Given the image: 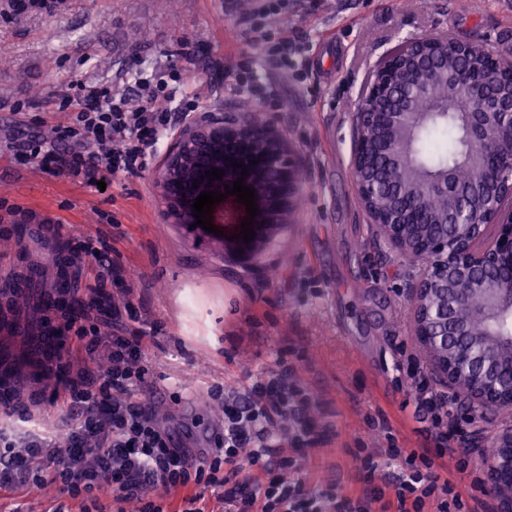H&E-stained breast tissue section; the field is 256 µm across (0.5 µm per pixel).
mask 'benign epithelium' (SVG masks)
Segmentation results:
<instances>
[{
	"label": "benign epithelium",
	"mask_w": 512,
	"mask_h": 512,
	"mask_svg": "<svg viewBox=\"0 0 512 512\" xmlns=\"http://www.w3.org/2000/svg\"><path fill=\"white\" fill-rule=\"evenodd\" d=\"M437 81L464 101L466 111L453 116L463 161L476 174L470 186L457 185L446 167L429 168L420 153L422 132L448 121L446 100L430 112L413 108ZM353 131V177L368 223L419 270L408 295L425 366L450 388L466 382L471 447L496 449L486 464V491L496 512H512V428L496 422L497 412L512 406V59L453 34L407 39L366 76ZM492 141L504 150L485 153ZM234 162L247 167L244 184L257 195L256 235L241 243L252 258L258 244L288 223L301 192L296 162L270 129L235 115L184 129L159 187L177 221L189 226L201 192L223 193L241 177ZM213 168L224 170L222 179L205 176ZM411 194L445 199L444 223L431 229L419 213L393 206ZM475 291L483 304L469 311L466 299ZM472 323L480 330H471Z\"/></svg>",
	"instance_id": "obj_1"
}]
</instances>
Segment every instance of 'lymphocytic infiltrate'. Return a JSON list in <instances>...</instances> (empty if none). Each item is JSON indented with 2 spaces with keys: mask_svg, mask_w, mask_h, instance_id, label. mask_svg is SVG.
Here are the masks:
<instances>
[{
  "mask_svg": "<svg viewBox=\"0 0 512 512\" xmlns=\"http://www.w3.org/2000/svg\"><path fill=\"white\" fill-rule=\"evenodd\" d=\"M277 2L261 0L241 34L270 65L284 69L290 44L272 36L267 23ZM178 75L169 65L133 81L121 75L108 84H69L60 96L68 122L56 126L52 138L17 139V159L90 181L102 171L138 174L180 118L167 108L169 83ZM55 334L73 337L55 370L74 425L65 440L51 434L45 416L35 411L43 390H32L26 403L17 393L0 398L1 493L48 479L73 499L95 494L121 505L184 490L193 504L197 498L189 490L203 483L221 488L224 512H489L480 496L481 476L466 491L456 481L470 466V452L448 442L453 400L429 384L417 362L408 364L409 400L430 415L433 445L350 449L357 471L372 486L356 495L308 486L296 454L316 443V400L287 371H267L243 392L211 388L224 413V432L212 455L200 459L174 447L143 398L149 385L141 337H113L103 369L96 356L103 340L97 325L69 319ZM393 463L399 467L393 480L375 485L376 472Z\"/></svg>",
  "mask_w": 512,
  "mask_h": 512,
  "instance_id": "1",
  "label": "lymphocytic infiltrate"
}]
</instances>
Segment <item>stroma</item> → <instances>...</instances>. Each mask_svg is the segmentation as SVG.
Listing matches in <instances>:
<instances>
[{
	"label": "stroma",
	"mask_w": 512,
	"mask_h": 512,
	"mask_svg": "<svg viewBox=\"0 0 512 512\" xmlns=\"http://www.w3.org/2000/svg\"><path fill=\"white\" fill-rule=\"evenodd\" d=\"M295 51L272 68L239 35V0H0V197L54 222L35 241L26 224L0 239V266L48 264L54 291L64 259L79 293H93L106 333L143 339L157 424L181 447L211 454L221 383L248 389L261 373L292 369L318 402L322 440L308 450L309 485L362 488L350 448L424 445L408 397L405 355L418 354L407 283L412 270L368 224L354 189L352 115L368 71L401 41L448 31L512 58V0H281ZM147 32L141 45L131 30ZM195 49L182 54V41ZM181 73L173 94L190 122L225 113L257 119L279 135L307 172L292 224L256 257L240 260L222 235L177 224L160 195L166 158L137 175L99 173L98 183L17 161L18 130L41 137L66 123L57 94L79 80L149 76L157 63ZM250 66L260 95L234 91ZM104 248L112 273L97 281L94 257L76 262L73 237Z\"/></svg>",
	"instance_id": "obj_1"
}]
</instances>
